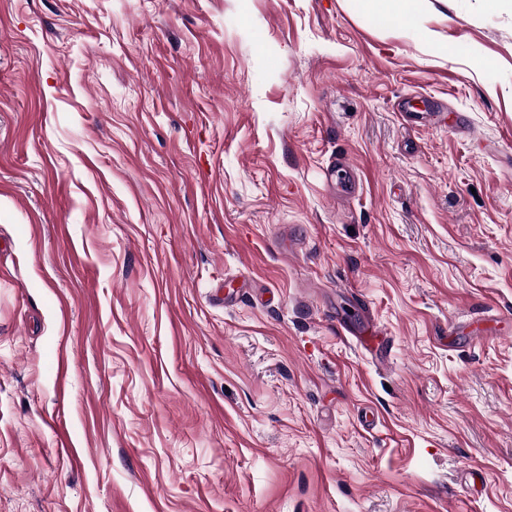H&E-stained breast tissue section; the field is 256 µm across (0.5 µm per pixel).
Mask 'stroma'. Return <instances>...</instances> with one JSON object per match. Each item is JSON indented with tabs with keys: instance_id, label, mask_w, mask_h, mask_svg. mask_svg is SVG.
Returning <instances> with one entry per match:
<instances>
[{
	"instance_id": "obj_1",
	"label": "stroma",
	"mask_w": 512,
	"mask_h": 512,
	"mask_svg": "<svg viewBox=\"0 0 512 512\" xmlns=\"http://www.w3.org/2000/svg\"><path fill=\"white\" fill-rule=\"evenodd\" d=\"M0 512H512V0H0ZM377 5L379 14L383 18H389L392 21H399L403 24H409L414 18L416 10V0H368Z\"/></svg>"
}]
</instances>
